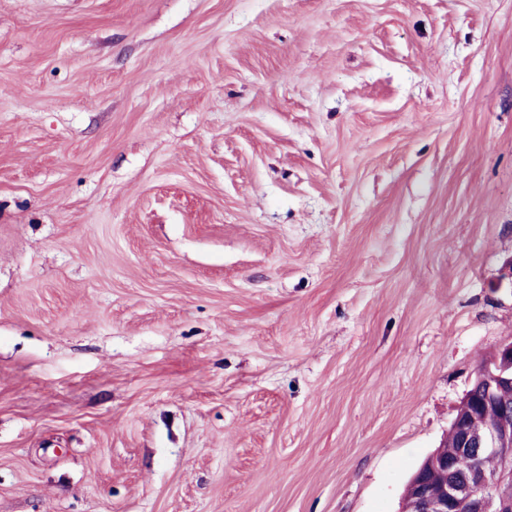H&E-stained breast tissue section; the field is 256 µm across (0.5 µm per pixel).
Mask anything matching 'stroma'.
Segmentation results:
<instances>
[{
    "instance_id": "35a3bbf8",
    "label": "stroma",
    "mask_w": 512,
    "mask_h": 512,
    "mask_svg": "<svg viewBox=\"0 0 512 512\" xmlns=\"http://www.w3.org/2000/svg\"><path fill=\"white\" fill-rule=\"evenodd\" d=\"M510 258L512 0H0V512H398Z\"/></svg>"
}]
</instances>
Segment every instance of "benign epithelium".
Wrapping results in <instances>:
<instances>
[{"mask_svg":"<svg viewBox=\"0 0 512 512\" xmlns=\"http://www.w3.org/2000/svg\"><path fill=\"white\" fill-rule=\"evenodd\" d=\"M476 380L482 385L484 396L477 399L465 395L452 422L458 453H467L476 461L485 454L493 455L503 470L511 471L512 429L497 426L486 418L482 430L477 432L473 422L480 413L497 405L500 388H512V342L501 345L492 361L478 368ZM456 466L457 453L434 452L427 464L414 473L409 493L420 512H503L509 503L508 493L501 490L496 475L480 467L462 481H444ZM437 480L441 481L442 489L439 495L433 496L430 487Z\"/></svg>","mask_w":512,"mask_h":512,"instance_id":"benign-epithelium-1","label":"benign epithelium"}]
</instances>
